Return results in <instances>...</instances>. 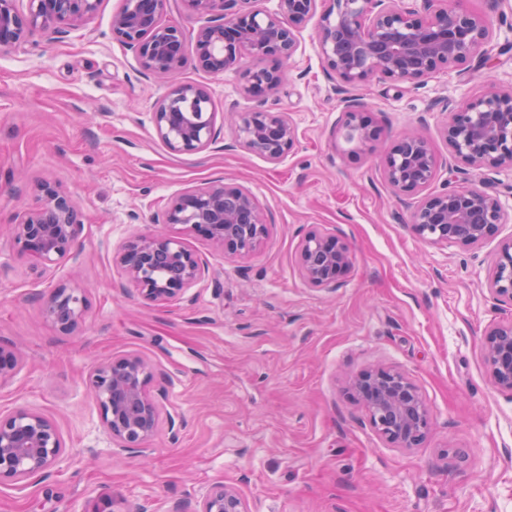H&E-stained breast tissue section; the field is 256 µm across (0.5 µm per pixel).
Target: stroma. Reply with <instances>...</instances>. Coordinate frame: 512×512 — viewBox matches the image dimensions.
<instances>
[{"label":"stroma","mask_w":512,"mask_h":512,"mask_svg":"<svg viewBox=\"0 0 512 512\" xmlns=\"http://www.w3.org/2000/svg\"><path fill=\"white\" fill-rule=\"evenodd\" d=\"M493 21L495 59L484 69L435 74L421 85L375 80L356 89L380 130L369 151L341 131L340 95L318 47L317 22L281 84L243 94L242 72L214 76L186 65L175 79L205 85L218 137L198 153L171 152L156 134L162 87L113 40L122 0L65 34L0 51V341L18 373L0 383V413L51 419L65 448L41 477L0 484V512H168L213 483L235 485L249 512H512V394L491 382L484 334L512 319L487 278L512 237V171L474 170L441 135L446 100L482 94L485 78L512 88V0H448ZM281 112L297 141L277 164L245 150L233 114ZM421 130L447 166L431 184L496 195L507 216L497 238L441 248L411 228L416 199L387 183L384 153ZM248 189L267 235L244 257L187 235L208 266L180 300L148 303L113 255L160 228L168 202L210 180ZM47 180L71 197L84 224L72 253L44 274L9 245L17 214ZM317 229L344 236L354 261L332 288L309 286L298 244ZM81 289L87 311L62 333L44 315L59 287ZM138 352L163 391L161 425L142 448H122L101 426L86 379L94 361ZM377 364L405 372L423 393L431 429L396 448L370 427L348 380Z\"/></svg>","instance_id":"35a3bbf8"}]
</instances>
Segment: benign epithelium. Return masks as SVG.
I'll list each match as a JSON object with an SVG mask.
<instances>
[{"label": "benign epithelium", "mask_w": 512, "mask_h": 512, "mask_svg": "<svg viewBox=\"0 0 512 512\" xmlns=\"http://www.w3.org/2000/svg\"><path fill=\"white\" fill-rule=\"evenodd\" d=\"M0 0V50L8 52L48 31L61 34L84 26L100 0ZM169 0H124L112 16V38L132 49L148 74L167 79L189 61L218 75L244 65L243 93L259 98L281 83L285 64L299 48L297 25L310 20L317 0H278L273 12L256 0H184L186 9L208 17L188 51L187 35L164 21ZM317 30L323 62L346 92L379 78L419 85L433 75L459 67L475 56L487 59L492 25L482 15L448 8V0H423V7L398 0H326ZM347 142L370 149L379 130L362 115L361 104L342 99ZM206 87L170 83L156 103L153 121L161 141L173 153L199 152L217 138L216 113ZM449 117L442 136L455 157L475 170L512 169V89L492 88L459 105H444ZM241 146L272 164L282 161L296 142L294 126L278 112L239 114ZM428 140L410 133L384 157V175L398 193L418 195L412 227L424 241L445 248L476 246L495 236L503 221L499 199L477 189L428 191L438 168ZM38 204L16 216L13 249L37 262L39 272L68 255L83 224L68 193L42 181ZM163 223L181 226L232 256H246L267 232L264 213L252 194L206 182L173 197ZM303 279L316 288L336 286L350 268L353 251L342 236L311 230L298 245ZM135 292L150 302L174 301L198 285L204 263L171 233L137 235L113 256ZM489 294L512 304V238L501 242L489 276ZM47 317L65 333L84 318L85 297L77 288L56 289L45 304ZM484 355L494 386L512 394V319L493 325L484 337ZM21 366L16 351L0 343V383ZM150 362L139 353L113 356L93 366L87 385L94 395L102 426L122 448H141L156 433L163 392L152 394ZM363 404L372 429L396 448H415L430 429L426 401L402 371L375 366L350 383ZM63 457V439L47 417L25 408L0 413V483L22 482L44 474ZM169 512H249L238 489L217 482L192 510L174 505Z\"/></svg>", "instance_id": "1"}]
</instances>
